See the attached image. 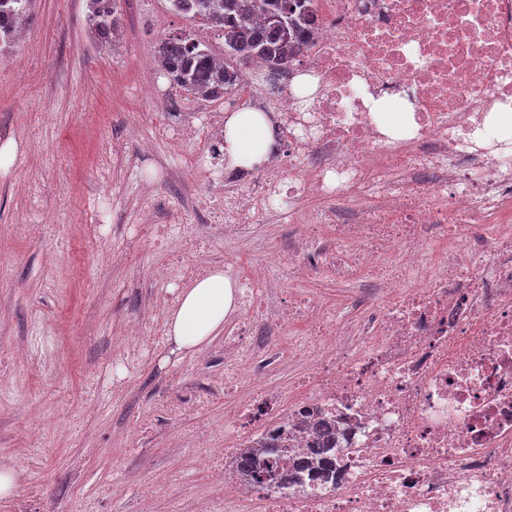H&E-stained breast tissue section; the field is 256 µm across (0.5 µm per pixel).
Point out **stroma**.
Returning a JSON list of instances; mask_svg holds the SVG:
<instances>
[{
	"instance_id": "35a3bbf8",
	"label": "stroma",
	"mask_w": 512,
	"mask_h": 512,
	"mask_svg": "<svg viewBox=\"0 0 512 512\" xmlns=\"http://www.w3.org/2000/svg\"><path fill=\"white\" fill-rule=\"evenodd\" d=\"M114 48L97 46L87 0H36L23 33L0 53V144L23 148L0 168V468L33 486L28 512H59L61 497L92 498L99 512H145L144 489L173 469L187 512L223 496L211 475L187 465L158 420L157 399L224 376L223 336L198 353L152 348L129 381L112 387L111 363L129 327L165 290L153 273L185 252L208 173L190 175L192 150L162 136L164 105L140 88L141 66L170 33H196L169 0H119ZM37 190L52 231L35 232ZM170 226L167 250L141 241L145 202ZM284 224H261L249 246L212 232L201 264L250 268Z\"/></svg>"
}]
</instances>
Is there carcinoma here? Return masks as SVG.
Here are the masks:
<instances>
[{"instance_id": "carcinoma-1", "label": "carcinoma", "mask_w": 512, "mask_h": 512, "mask_svg": "<svg viewBox=\"0 0 512 512\" xmlns=\"http://www.w3.org/2000/svg\"><path fill=\"white\" fill-rule=\"evenodd\" d=\"M33 0H0V51L14 41V23L31 17ZM189 19L207 20L224 33V63L211 49L188 34L160 38L159 58L180 88L217 100L236 88L237 61H260L265 71L288 64L290 52L310 40L302 26L311 0H169ZM118 0H90L89 26L102 41L112 36Z\"/></svg>"}]
</instances>
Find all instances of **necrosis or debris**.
<instances>
[{
  "instance_id": "obj_1",
  "label": "necrosis or debris",
  "mask_w": 512,
  "mask_h": 512,
  "mask_svg": "<svg viewBox=\"0 0 512 512\" xmlns=\"http://www.w3.org/2000/svg\"><path fill=\"white\" fill-rule=\"evenodd\" d=\"M311 49L277 98L272 169L224 176L199 196L197 246L223 225H306L288 247L297 275L365 272L341 323L300 293L277 308L256 266L239 281L224 336V385L164 404L199 419L195 462L231 492L205 512H512V0H315ZM404 100L406 134L381 105ZM303 365L306 399L266 369ZM245 386L223 424L203 420ZM334 432L332 466L306 457ZM280 439L254 467L240 458Z\"/></svg>"
}]
</instances>
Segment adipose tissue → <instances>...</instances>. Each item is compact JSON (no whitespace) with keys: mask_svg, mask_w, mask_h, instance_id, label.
<instances>
[{"mask_svg":"<svg viewBox=\"0 0 512 512\" xmlns=\"http://www.w3.org/2000/svg\"><path fill=\"white\" fill-rule=\"evenodd\" d=\"M272 139L265 113L243 110L224 125V152L240 166L266 159ZM237 285L216 271L186 289L168 316V336L176 351L200 350L224 328V319L237 305Z\"/></svg>","mask_w":512,"mask_h":512,"instance_id":"ef3b65f1","label":"adipose tissue"}]
</instances>
